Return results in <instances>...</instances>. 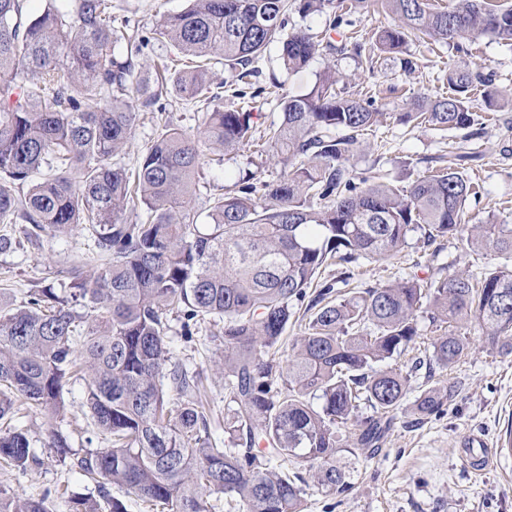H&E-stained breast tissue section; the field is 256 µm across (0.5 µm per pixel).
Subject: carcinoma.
<instances>
[{
    "mask_svg": "<svg viewBox=\"0 0 512 512\" xmlns=\"http://www.w3.org/2000/svg\"><path fill=\"white\" fill-rule=\"evenodd\" d=\"M26 0H0V224H27L39 239L81 224L103 258L86 278L69 271L80 313L50 288L29 290L20 304L0 300V459L22 471L40 465L28 435L15 425L23 399L50 416L64 408L63 381L85 369L86 404L111 447L72 452L52 432L49 447L97 482L110 512H124L108 486L126 488L163 512H210L208 497L234 498L239 512H304L300 472L272 461L297 460L315 469L322 488H349L336 465L339 430L360 404L372 415L351 435L368 447L386 434L383 419L406 395L409 376L391 366L418 337L424 309L442 328L475 319L502 356H512V268L487 270L477 280L455 273L430 283L407 279L342 294L349 265L361 256L388 257L411 233L429 242L467 234L472 251L512 254V224L463 216L472 189L448 167L400 190L347 166L363 131L388 118L435 130L474 124L471 103L484 86L488 107L500 102L491 80L468 69L445 75L448 91L412 103L411 112H378L337 89L329 67L310 90L281 94L283 118L268 147L284 165L254 198L249 172L209 199L200 224L192 206L199 168L196 140L164 125L130 172L112 162L131 138L138 115L163 89L130 80L133 62L114 54L112 0H45L28 17ZM359 6L381 10L396 24L379 28L365 56L402 54L408 40L451 42L477 31L512 42V5L457 0H299L304 14L338 10L330 26ZM288 0H189L161 18L155 34L193 58L173 72L176 93L212 101L209 70L220 61L249 84L253 64L272 44L288 70L308 65L318 44L286 30ZM204 137L229 152L254 142V113L218 107L205 113ZM137 197L146 219L123 217ZM336 262V277L307 299L319 270ZM313 311L286 366L274 350L296 305ZM178 312L184 335L198 318H224V390L237 405L224 423L230 448L211 431L200 400L202 373L172 358L166 317ZM431 361L457 363L467 338L450 330L431 343ZM456 386L429 387L416 400L420 416L440 415ZM318 405H313V402ZM48 497L25 499L0 490V512H50Z\"/></svg>",
    "mask_w": 512,
    "mask_h": 512,
    "instance_id": "cac0c4a2",
    "label": "carcinoma"
}]
</instances>
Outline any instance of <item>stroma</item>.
Listing matches in <instances>:
<instances>
[{"label": "stroma", "instance_id": "stroma-1", "mask_svg": "<svg viewBox=\"0 0 512 512\" xmlns=\"http://www.w3.org/2000/svg\"><path fill=\"white\" fill-rule=\"evenodd\" d=\"M186 6L187 0H112L113 27L148 39L140 47L124 40L116 45L118 53L132 57L137 76H147L156 62L177 57L173 44L156 36L154 30L163 15ZM405 56L414 61L413 71H404L400 60L389 54L381 56L375 69H366L348 49L333 55L318 53L305 68L289 72L279 60L277 47L272 46L255 63L256 83L263 87L277 83L284 93L298 96L332 66L340 77V88L389 113L408 109L414 97L443 92V75L461 68L489 74L494 88L512 92V46L493 36L465 32L450 43H411ZM161 102L163 111L140 113L131 139L118 157L126 168L137 167L164 124L196 134L203 113L217 104L257 113L256 125L261 130L282 120V111L273 99L247 103L227 94L216 104L190 101L171 90ZM472 111L475 122L467 132L441 133L390 120L373 126L362 135L361 146L348 165L359 172H380L400 189L409 188L430 171L457 166L476 192L467 202L469 222L489 219L512 224V106L491 109L479 99L473 102ZM198 150L201 168L192 201L198 211L242 170L261 169L265 181L279 179L283 171L277 160H262L254 145L227 154L220 166L212 164L213 153L207 144H199ZM462 152L473 153L474 159L459 166L455 158ZM93 251L92 240L82 231L43 232L37 245L26 243L14 253L0 254V288L8 289L17 302L32 288H50L58 296H68L64 283L71 258ZM503 265L512 267V254H474L458 236L427 244L413 234L397 257H362L353 270L355 284L374 287L413 277L430 282L453 270L475 277ZM166 326L174 358L202 370V398L212 414L215 438H223L224 421L234 413L224 400V375L212 366L213 357L223 352L215 342L224 333L223 321L213 317L200 320L189 339L182 335L178 315H168ZM417 326L415 347L397 360L413 376L384 442L376 451L366 448L337 455V463L350 472V487L344 493H327L315 480H307L303 486L305 512H512V457L479 475L459 461V443L466 435L480 433L493 442L512 425V357L499 355L476 323L468 322L461 327L469 338L468 354L455 365L429 375L414 369L413 364L416 359L428 358L435 332L426 316H419ZM448 384L457 385L458 392L443 414H416L415 401L422 389ZM84 389L82 380H65V410L54 419L43 409L21 405L16 424L29 434L41 464L22 473L0 462V489L29 499L48 496L52 512H72V497L97 496L95 481L71 470L69 461L48 446L51 432L58 430L68 436L73 452L107 447L105 436L91 420Z\"/></svg>", "mask_w": 512, "mask_h": 512}]
</instances>
